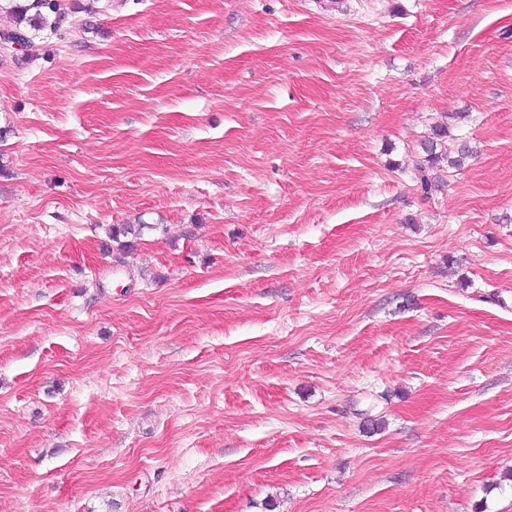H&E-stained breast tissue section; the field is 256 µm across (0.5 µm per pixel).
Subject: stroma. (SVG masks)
Returning <instances> with one entry per match:
<instances>
[{"label":"stroma","instance_id":"1","mask_svg":"<svg viewBox=\"0 0 512 512\" xmlns=\"http://www.w3.org/2000/svg\"><path fill=\"white\" fill-rule=\"evenodd\" d=\"M58 4L0 50V512H512V0ZM448 134V128L443 127L442 125L436 126L434 130V137H431V139H428L427 142L424 143V152L426 153L425 162L427 163L428 167L433 169L438 165L442 160L446 158L448 164L451 166L453 165H459L457 163H460L461 160L468 156L470 153L469 148L465 144H461L458 149V159L449 160L447 152H443V150L440 149V151H437L438 144L437 141H441L443 137H446Z\"/></svg>","mask_w":512,"mask_h":512}]
</instances>
